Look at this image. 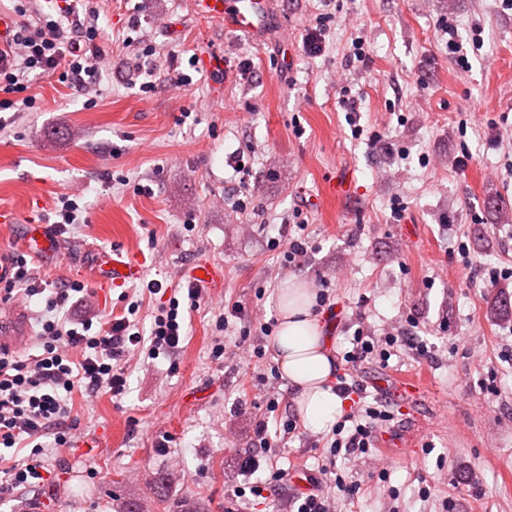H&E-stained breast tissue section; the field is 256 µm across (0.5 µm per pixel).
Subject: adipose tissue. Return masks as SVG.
<instances>
[{"label": "adipose tissue", "instance_id": "obj_1", "mask_svg": "<svg viewBox=\"0 0 512 512\" xmlns=\"http://www.w3.org/2000/svg\"><path fill=\"white\" fill-rule=\"evenodd\" d=\"M278 328L274 359L295 395L305 423L313 430L330 428L342 413L336 394V359L331 336L314 308V298L301 283L290 282L275 296Z\"/></svg>", "mask_w": 512, "mask_h": 512}]
</instances>
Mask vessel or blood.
I'll return each instance as SVG.
<instances>
[{"label": "vessel or blood", "mask_w": 512, "mask_h": 512, "mask_svg": "<svg viewBox=\"0 0 512 512\" xmlns=\"http://www.w3.org/2000/svg\"><path fill=\"white\" fill-rule=\"evenodd\" d=\"M194 10L201 16L224 23L225 26L260 38L262 32L276 20L265 0H193ZM25 251L34 259L52 261L60 252L61 239L46 224H26L22 235ZM145 260L123 250L109 254L99 269L102 282L118 287L142 279ZM31 328L23 307L12 304L0 311V350L20 347L29 340ZM378 393H393L398 398L415 394L419 383L413 378H402L394 386L386 382H373Z\"/></svg>", "instance_id": "b4317fda"}]
</instances>
